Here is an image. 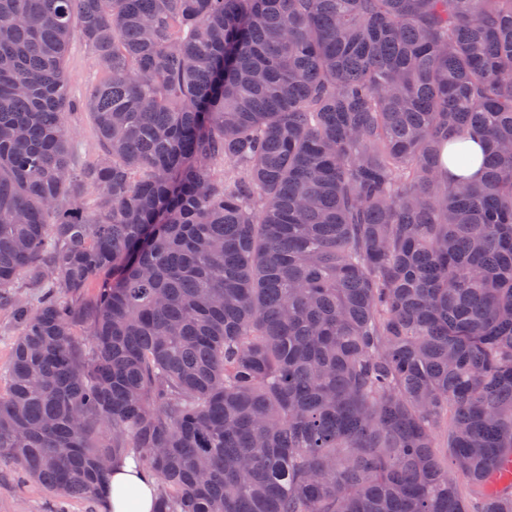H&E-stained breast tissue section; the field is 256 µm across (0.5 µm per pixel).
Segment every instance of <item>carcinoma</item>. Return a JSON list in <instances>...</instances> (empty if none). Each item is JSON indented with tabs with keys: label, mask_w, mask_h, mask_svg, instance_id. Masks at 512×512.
<instances>
[{
	"label": "carcinoma",
	"mask_w": 512,
	"mask_h": 512,
	"mask_svg": "<svg viewBox=\"0 0 512 512\" xmlns=\"http://www.w3.org/2000/svg\"><path fill=\"white\" fill-rule=\"evenodd\" d=\"M1 309L0 449L64 498L512 512V0H0ZM66 72L70 97L76 102L84 100L89 91L104 79L100 63L79 38L70 43ZM67 124L71 131L73 161L80 166L100 154V144L92 116L82 108L68 112ZM447 169L443 175L449 178L467 176L477 179L480 176L482 164V148L475 140H466L448 145ZM18 327L10 313L0 311V367L5 365L11 356L13 343L18 335ZM109 488L110 512H153L155 481L132 461L114 467Z\"/></svg>",
	"instance_id": "cac0c4a2"
}]
</instances>
